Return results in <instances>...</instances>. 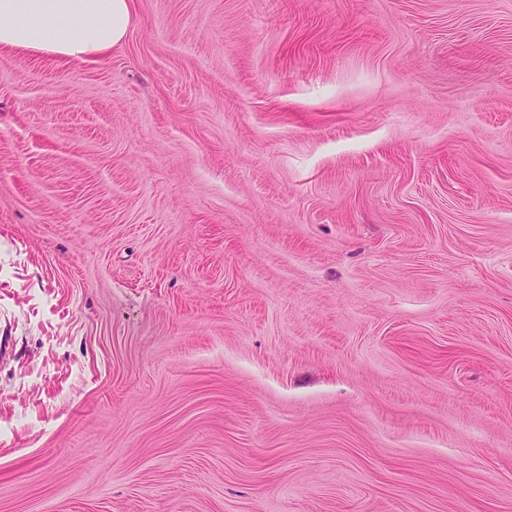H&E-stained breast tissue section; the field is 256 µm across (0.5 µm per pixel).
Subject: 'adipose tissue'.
I'll use <instances>...</instances> for the list:
<instances>
[{
    "label": "adipose tissue",
    "instance_id": "obj_1",
    "mask_svg": "<svg viewBox=\"0 0 512 512\" xmlns=\"http://www.w3.org/2000/svg\"><path fill=\"white\" fill-rule=\"evenodd\" d=\"M132 11V0H0V48L100 57L122 43Z\"/></svg>",
    "mask_w": 512,
    "mask_h": 512
}]
</instances>
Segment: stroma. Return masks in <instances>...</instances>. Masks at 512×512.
<instances>
[{"mask_svg":"<svg viewBox=\"0 0 512 512\" xmlns=\"http://www.w3.org/2000/svg\"><path fill=\"white\" fill-rule=\"evenodd\" d=\"M0 512H512V0H134L0 49ZM132 0H0V48L101 57L124 40Z\"/></svg>","mask_w":512,"mask_h":512,"instance_id":"35a3bbf8","label":"stroma"}]
</instances>
